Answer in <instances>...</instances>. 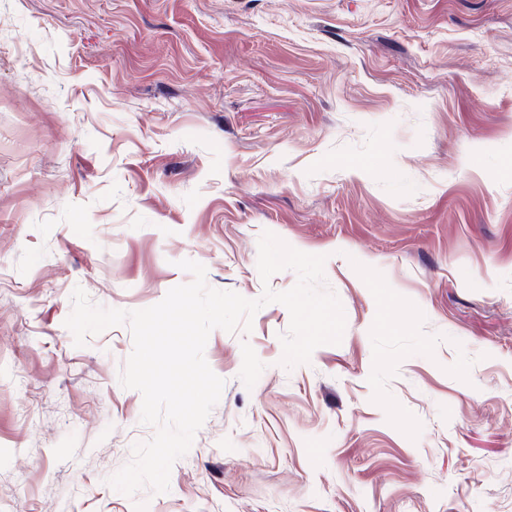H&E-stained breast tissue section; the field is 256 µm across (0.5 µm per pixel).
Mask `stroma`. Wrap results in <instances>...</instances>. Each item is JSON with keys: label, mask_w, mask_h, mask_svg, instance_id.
I'll return each mask as SVG.
<instances>
[{"label": "stroma", "mask_w": 512, "mask_h": 512, "mask_svg": "<svg viewBox=\"0 0 512 512\" xmlns=\"http://www.w3.org/2000/svg\"><path fill=\"white\" fill-rule=\"evenodd\" d=\"M266 231L340 344L213 330L168 491L113 490L155 429L74 288L289 290ZM0 512H512V0H0Z\"/></svg>", "instance_id": "stroma-1"}]
</instances>
